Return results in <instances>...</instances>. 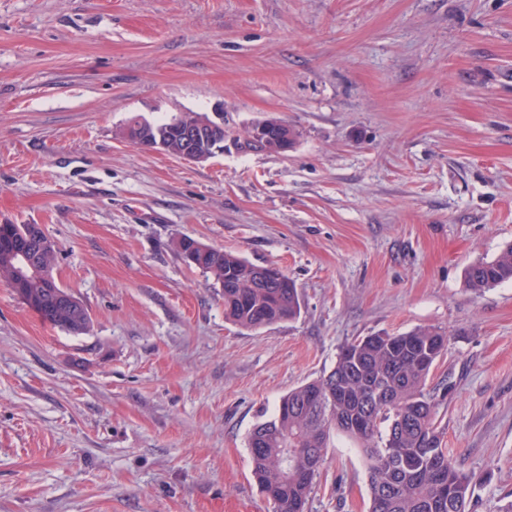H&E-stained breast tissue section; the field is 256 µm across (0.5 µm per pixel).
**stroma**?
Returning a JSON list of instances; mask_svg holds the SVG:
<instances>
[{
	"label": "stroma",
	"instance_id": "obj_1",
	"mask_svg": "<svg viewBox=\"0 0 512 512\" xmlns=\"http://www.w3.org/2000/svg\"><path fill=\"white\" fill-rule=\"evenodd\" d=\"M203 113L202 163L126 141ZM279 118L288 154L251 146ZM0 224H36L89 310L72 335L0 282V512H273L247 437L340 349L448 333L428 379L442 445L512 494V282L466 267L512 243V0H0ZM292 279L258 330L182 236ZM333 433L307 512H368Z\"/></svg>",
	"mask_w": 512,
	"mask_h": 512
}]
</instances>
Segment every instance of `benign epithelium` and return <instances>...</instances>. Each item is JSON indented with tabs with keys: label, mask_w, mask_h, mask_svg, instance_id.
Wrapping results in <instances>:
<instances>
[{
	"label": "benign epithelium",
	"mask_w": 512,
	"mask_h": 512,
	"mask_svg": "<svg viewBox=\"0 0 512 512\" xmlns=\"http://www.w3.org/2000/svg\"><path fill=\"white\" fill-rule=\"evenodd\" d=\"M220 128H224V125L215 123L202 114L182 116L164 132L153 124L140 120L135 126V144L149 151L168 154L170 144L176 141L180 144L176 157L199 163L224 151V138L217 134ZM249 138L258 144H264L266 150L272 153L285 154L293 148V143L279 129V124L268 120L254 124Z\"/></svg>",
	"instance_id": "obj_1"
}]
</instances>
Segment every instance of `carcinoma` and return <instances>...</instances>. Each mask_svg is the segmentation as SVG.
<instances>
[{"mask_svg":"<svg viewBox=\"0 0 512 512\" xmlns=\"http://www.w3.org/2000/svg\"><path fill=\"white\" fill-rule=\"evenodd\" d=\"M35 224H0V280L13 285V269L35 259L41 276L20 297L44 320L73 335L89 332L91 319L81 300L54 283L57 250H42ZM176 242L184 261L210 270L224 288V317L255 330L295 318L300 312L294 282L283 276L257 283L256 266L222 249ZM512 281V244L492 260L472 262L467 288L479 293ZM446 331L417 327L400 334H372L343 346L325 377L288 392L275 414L258 422L248 436L252 471L275 512H306L314 479L326 454L330 434L338 431L359 445L369 464V512H463L477 481L459 471L442 448L435 425L436 401L426 383L445 354Z\"/></svg>","mask_w":512,"mask_h":512,"instance_id":"1","label":"carcinoma"}]
</instances>
